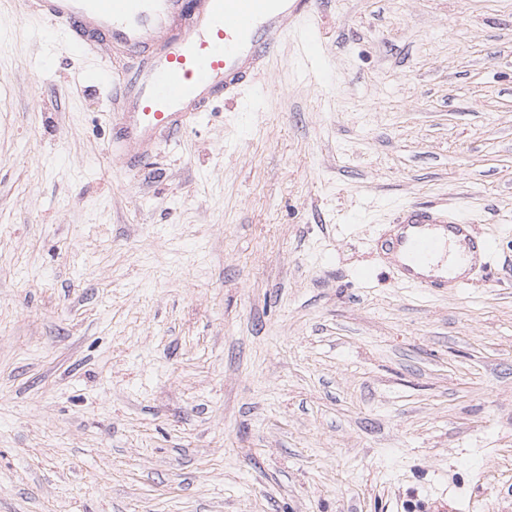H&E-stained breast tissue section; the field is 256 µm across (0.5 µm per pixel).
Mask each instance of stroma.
<instances>
[{"instance_id":"35a3bbf8","label":"stroma","mask_w":512,"mask_h":512,"mask_svg":"<svg viewBox=\"0 0 512 512\" xmlns=\"http://www.w3.org/2000/svg\"><path fill=\"white\" fill-rule=\"evenodd\" d=\"M135 175L0 0V512H512V0H318ZM410 202L492 241L428 294ZM389 225L378 240L379 255L411 287L431 292L464 288L469 285V273L486 265L488 243L474 232L472 224L449 213L448 208L406 204ZM450 249L453 256L448 264ZM457 267L464 272L455 270Z\"/></svg>"}]
</instances>
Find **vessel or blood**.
I'll use <instances>...</instances> for the list:
<instances>
[{"mask_svg":"<svg viewBox=\"0 0 512 512\" xmlns=\"http://www.w3.org/2000/svg\"><path fill=\"white\" fill-rule=\"evenodd\" d=\"M31 17L99 58L97 86L112 97V153L135 171L155 145L188 129L216 97L235 99L288 36L304 58L313 0H26ZM488 243L436 205L410 203L378 240L381 258L411 287L463 288Z\"/></svg>","mask_w":512,"mask_h":512,"instance_id":"obj_1","label":"vessel or blood"}]
</instances>
